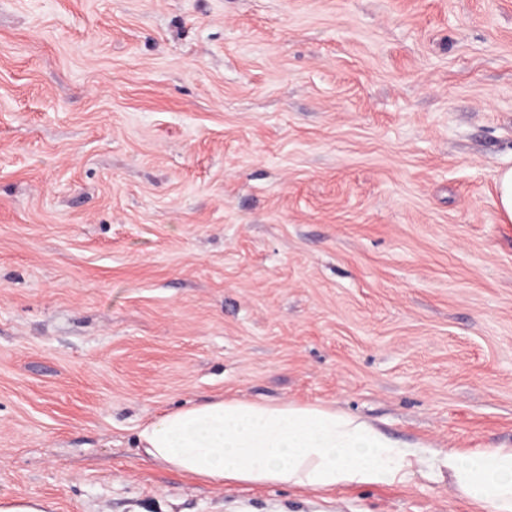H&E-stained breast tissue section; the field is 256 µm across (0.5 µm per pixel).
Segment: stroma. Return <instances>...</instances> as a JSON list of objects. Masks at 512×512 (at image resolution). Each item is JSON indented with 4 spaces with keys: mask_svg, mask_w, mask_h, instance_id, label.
<instances>
[{
    "mask_svg": "<svg viewBox=\"0 0 512 512\" xmlns=\"http://www.w3.org/2000/svg\"><path fill=\"white\" fill-rule=\"evenodd\" d=\"M512 0H0V497L472 512L447 471L189 478L219 397L512 448ZM499 209L505 222H512V169L501 171L496 176Z\"/></svg>",
    "mask_w": 512,
    "mask_h": 512,
    "instance_id": "1",
    "label": "stroma"
}]
</instances>
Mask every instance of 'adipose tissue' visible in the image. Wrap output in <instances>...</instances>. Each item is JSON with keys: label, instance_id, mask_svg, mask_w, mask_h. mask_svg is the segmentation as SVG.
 Wrapping results in <instances>:
<instances>
[{"label": "adipose tissue", "instance_id": "ef3b65f1", "mask_svg": "<svg viewBox=\"0 0 512 512\" xmlns=\"http://www.w3.org/2000/svg\"><path fill=\"white\" fill-rule=\"evenodd\" d=\"M137 446L148 459L203 481L320 493L401 483L417 466H442L475 512H512V448L440 455L320 405L237 398L189 403L142 425Z\"/></svg>", "mask_w": 512, "mask_h": 512}]
</instances>
